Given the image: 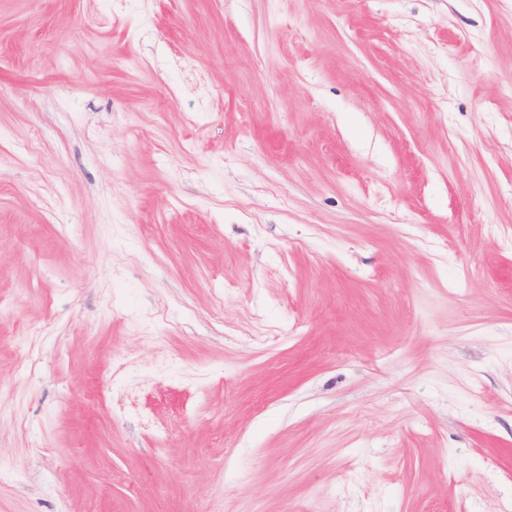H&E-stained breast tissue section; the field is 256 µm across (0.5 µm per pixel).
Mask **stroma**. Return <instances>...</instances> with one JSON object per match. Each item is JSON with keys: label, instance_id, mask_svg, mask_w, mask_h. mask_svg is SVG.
<instances>
[{"label": "stroma", "instance_id": "1", "mask_svg": "<svg viewBox=\"0 0 512 512\" xmlns=\"http://www.w3.org/2000/svg\"><path fill=\"white\" fill-rule=\"evenodd\" d=\"M507 237L512 0H0V512H512Z\"/></svg>", "mask_w": 512, "mask_h": 512}]
</instances>
